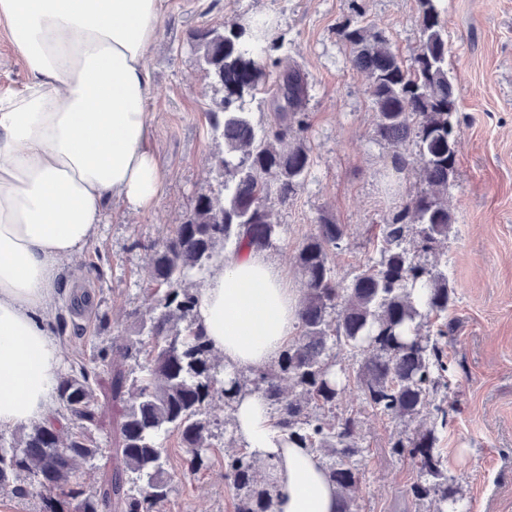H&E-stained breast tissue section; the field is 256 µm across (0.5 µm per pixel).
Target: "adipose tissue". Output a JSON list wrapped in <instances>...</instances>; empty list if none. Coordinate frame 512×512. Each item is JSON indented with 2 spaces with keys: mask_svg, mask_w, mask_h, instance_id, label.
<instances>
[{
  "mask_svg": "<svg viewBox=\"0 0 512 512\" xmlns=\"http://www.w3.org/2000/svg\"><path fill=\"white\" fill-rule=\"evenodd\" d=\"M165 0H0V32L27 83L0 90V427L54 422L61 347L47 326L63 261L97 234L116 199L149 209L163 176L149 146L146 57ZM300 295L262 251L214 264L194 319L228 368L278 363ZM237 434L272 463L275 512H337L318 455L281 448L270 410L241 397Z\"/></svg>",
  "mask_w": 512,
  "mask_h": 512,
  "instance_id": "ef3b65f1",
  "label": "adipose tissue"
}]
</instances>
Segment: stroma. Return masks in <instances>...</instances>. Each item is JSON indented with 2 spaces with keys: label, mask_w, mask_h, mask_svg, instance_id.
<instances>
[{
  "label": "stroma",
  "mask_w": 512,
  "mask_h": 512,
  "mask_svg": "<svg viewBox=\"0 0 512 512\" xmlns=\"http://www.w3.org/2000/svg\"><path fill=\"white\" fill-rule=\"evenodd\" d=\"M437 6L457 93V174L448 191L456 222L437 248L457 297L441 341L449 364L446 396L455 410L437 431V450L455 480L458 512H512V0H437ZM252 17L269 20L278 57L298 65L311 86L301 137L312 165L297 194L275 204L280 234L266 251L293 288L302 286L296 255L321 216L348 227L330 251L337 279L348 283L376 257L383 225L423 187L417 165L395 170L396 152L411 157L416 147L398 150L377 137L367 77L352 68L349 47L336 38L341 23L373 20L391 49L410 59L422 41L418 0H167L146 58L150 146L164 175L162 191L146 212L117 201L105 207L92 244L63 266L49 314L62 349L60 372L83 364L97 374L96 424L83 426L55 410L69 431L86 430L102 450L94 464L74 472V482L87 490L102 491L121 466L114 446L124 404L112 398V373L130 379L136 372L114 349L134 312L154 304L151 255L185 221L196 196L218 192L224 180L217 164L224 142L206 117L221 94L206 79L191 38L199 29ZM336 410L359 422L357 512H435L434 499L408 496L419 473L389 448L397 434L431 426L432 412L413 420L387 417L365 407L354 389ZM214 444L211 467L186 476L180 439L170 435L166 448L178 488L164 512H234L223 435Z\"/></svg>",
  "instance_id": "obj_1"
}]
</instances>
